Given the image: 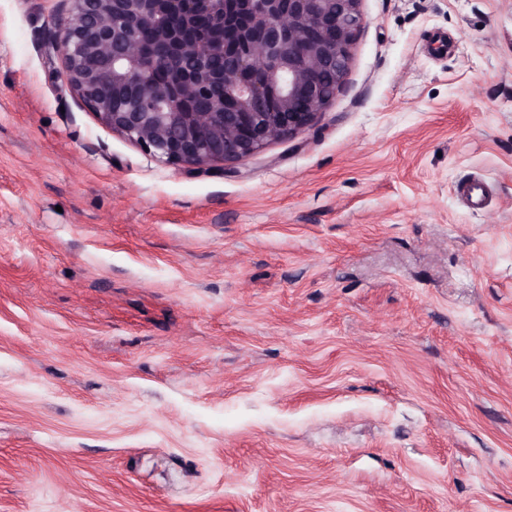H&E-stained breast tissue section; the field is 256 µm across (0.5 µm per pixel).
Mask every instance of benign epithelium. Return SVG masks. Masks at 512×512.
Masks as SVG:
<instances>
[{
	"mask_svg": "<svg viewBox=\"0 0 512 512\" xmlns=\"http://www.w3.org/2000/svg\"><path fill=\"white\" fill-rule=\"evenodd\" d=\"M64 2L67 16L47 40L70 88L143 153L196 169L245 161L312 129L365 24L360 0ZM200 16L210 20L204 34L193 30Z\"/></svg>",
	"mask_w": 512,
	"mask_h": 512,
	"instance_id": "7a95c632",
	"label": "benign epithelium"
}]
</instances>
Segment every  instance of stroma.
<instances>
[{"mask_svg":"<svg viewBox=\"0 0 512 512\" xmlns=\"http://www.w3.org/2000/svg\"><path fill=\"white\" fill-rule=\"evenodd\" d=\"M359 8L314 128L196 170L0 0V512H512V0Z\"/></svg>","mask_w":512,"mask_h":512,"instance_id":"35a3bbf8","label":"stroma"}]
</instances>
